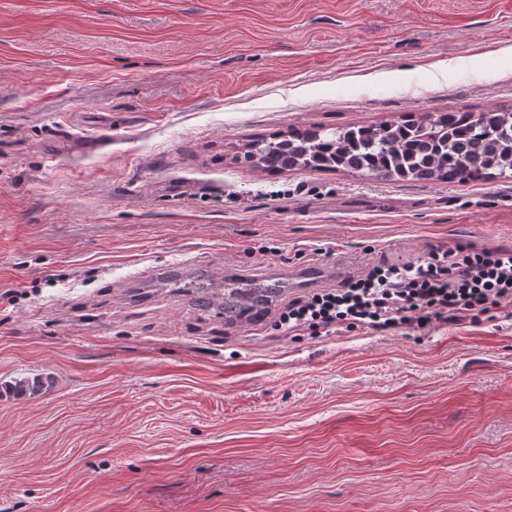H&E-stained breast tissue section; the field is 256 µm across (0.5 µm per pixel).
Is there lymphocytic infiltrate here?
<instances>
[{"label": "lymphocytic infiltrate", "instance_id": "f902f5d3", "mask_svg": "<svg viewBox=\"0 0 512 512\" xmlns=\"http://www.w3.org/2000/svg\"><path fill=\"white\" fill-rule=\"evenodd\" d=\"M512 317V248L432 247L404 265L378 264L360 279L294 297L279 310L292 330L363 326L388 331L436 321Z\"/></svg>", "mask_w": 512, "mask_h": 512}]
</instances>
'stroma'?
<instances>
[{
  "instance_id": "obj_1",
  "label": "stroma",
  "mask_w": 512,
  "mask_h": 512,
  "mask_svg": "<svg viewBox=\"0 0 512 512\" xmlns=\"http://www.w3.org/2000/svg\"><path fill=\"white\" fill-rule=\"evenodd\" d=\"M495 107L512 0H0V512H512V319L230 335L222 310L229 271L512 247V179L245 158Z\"/></svg>"
}]
</instances>
